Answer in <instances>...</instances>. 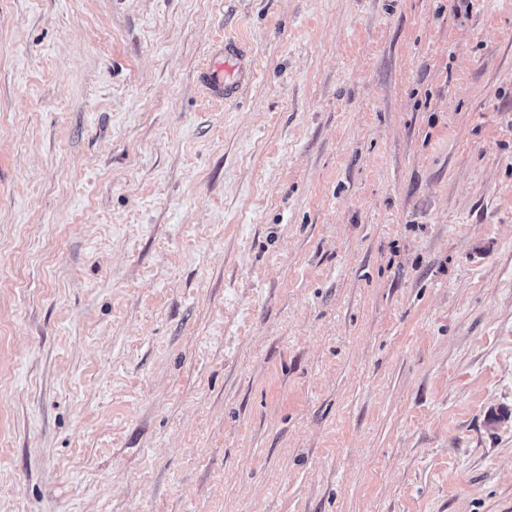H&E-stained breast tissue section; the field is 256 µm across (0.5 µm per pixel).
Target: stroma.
Here are the masks:
<instances>
[{
	"instance_id": "1",
	"label": "stroma",
	"mask_w": 512,
	"mask_h": 512,
	"mask_svg": "<svg viewBox=\"0 0 512 512\" xmlns=\"http://www.w3.org/2000/svg\"><path fill=\"white\" fill-rule=\"evenodd\" d=\"M0 512H512V0H0ZM253 77L254 70L244 45L228 37L212 53L209 65L200 75V83L211 97L229 103Z\"/></svg>"
}]
</instances>
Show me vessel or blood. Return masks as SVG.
I'll use <instances>...</instances> for the list:
<instances>
[{
  "label": "vessel or blood",
  "instance_id": "1",
  "mask_svg": "<svg viewBox=\"0 0 512 512\" xmlns=\"http://www.w3.org/2000/svg\"><path fill=\"white\" fill-rule=\"evenodd\" d=\"M253 76L254 70L244 45L228 37L214 50L209 65L200 75V82L211 97L229 103Z\"/></svg>",
  "mask_w": 512,
  "mask_h": 512
}]
</instances>
